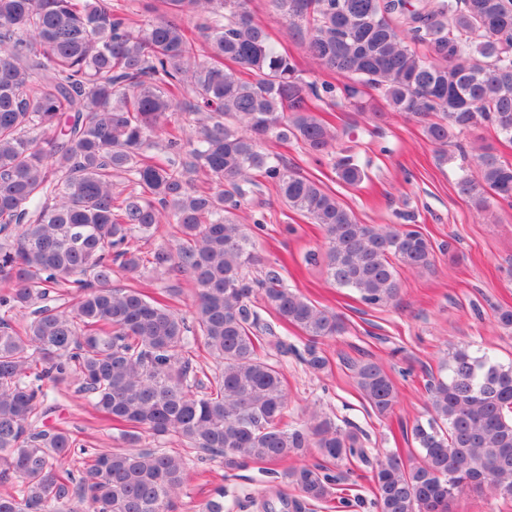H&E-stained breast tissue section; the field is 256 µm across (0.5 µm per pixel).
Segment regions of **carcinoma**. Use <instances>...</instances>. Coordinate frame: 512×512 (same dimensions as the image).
<instances>
[{
    "mask_svg": "<svg viewBox=\"0 0 512 512\" xmlns=\"http://www.w3.org/2000/svg\"><path fill=\"white\" fill-rule=\"evenodd\" d=\"M287 32L306 40L317 68L349 82L308 80L279 49L248 0H160L141 24L106 0H0V512H172L188 478L185 456L147 438L175 435L235 470L318 449L322 462L285 469L295 512L337 496L331 466L369 462L356 429L314 414L288 425L278 365L260 356L286 343L253 299L308 338L303 362L326 359L318 341L342 333L337 314L283 286L259 262L240 223L242 201L267 182L292 210L321 225L328 279L367 305L392 302L397 265L430 267L419 230L361 224L320 182L265 148L295 139L315 161L338 138L313 100L357 105L376 92L444 148L490 126L512 143V0H268ZM205 20L192 29L185 20ZM175 112L195 127L156 133ZM336 175L366 177L351 156ZM205 174L210 186L196 177ZM477 208L512 203V161L482 148L458 178ZM175 224L174 243L134 242ZM151 264L189 280L192 321L133 286ZM28 312L21 328L16 311ZM202 344L221 365L204 383L190 356ZM379 416L397 388L372 360L352 364ZM69 381L130 445L101 449L74 474L64 460L77 435L47 423L49 394ZM417 455L394 453L372 470L374 512H449L473 489L512 499V364L456 348L428 386L427 422L410 429Z\"/></svg>",
    "mask_w": 512,
    "mask_h": 512,
    "instance_id": "obj_1",
    "label": "carcinoma"
}]
</instances>
